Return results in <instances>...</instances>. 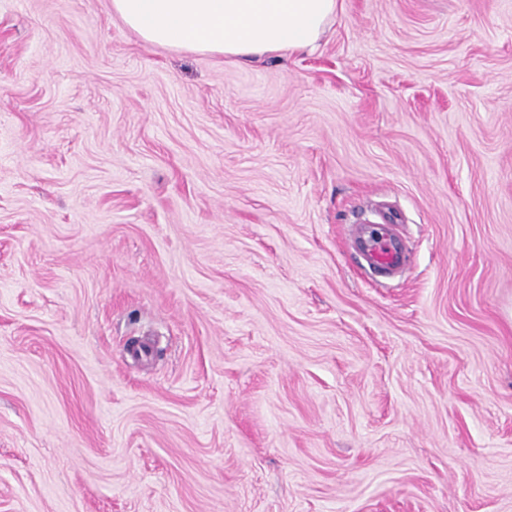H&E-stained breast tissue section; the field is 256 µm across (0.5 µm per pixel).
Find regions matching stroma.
Here are the masks:
<instances>
[{
    "instance_id": "obj_1",
    "label": "stroma",
    "mask_w": 512,
    "mask_h": 512,
    "mask_svg": "<svg viewBox=\"0 0 512 512\" xmlns=\"http://www.w3.org/2000/svg\"><path fill=\"white\" fill-rule=\"evenodd\" d=\"M0 512H512V0L235 62L0 0ZM361 253L370 267L381 271L395 269L405 260L400 241L385 224L374 225L364 231Z\"/></svg>"
}]
</instances>
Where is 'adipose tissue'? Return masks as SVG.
<instances>
[{"mask_svg": "<svg viewBox=\"0 0 512 512\" xmlns=\"http://www.w3.org/2000/svg\"><path fill=\"white\" fill-rule=\"evenodd\" d=\"M143 41L230 60L314 49L338 0H111Z\"/></svg>", "mask_w": 512, "mask_h": 512, "instance_id": "1", "label": "adipose tissue"}]
</instances>
